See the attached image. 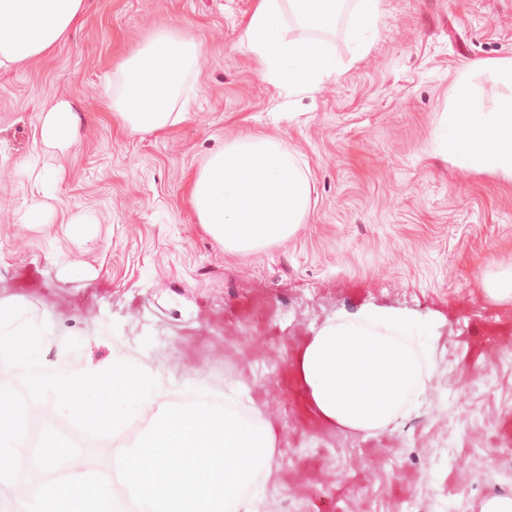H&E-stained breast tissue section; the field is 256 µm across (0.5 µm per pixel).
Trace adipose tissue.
<instances>
[{
    "label": "adipose tissue",
    "instance_id": "adipose-tissue-1",
    "mask_svg": "<svg viewBox=\"0 0 512 512\" xmlns=\"http://www.w3.org/2000/svg\"><path fill=\"white\" fill-rule=\"evenodd\" d=\"M82 11L83 0H0V69L51 53ZM338 11L336 0H257L241 43L270 83L316 88L342 71L328 41ZM381 16L380 0H356L347 28L354 57L370 47ZM200 56L195 40L172 30L156 33L116 68L113 111L137 132L185 119L172 105ZM469 75L460 72L431 151L512 182V97L498 111H481ZM444 324L431 312L376 302L328 317L294 359L297 381L323 426L368 438L419 414L438 369Z\"/></svg>",
    "mask_w": 512,
    "mask_h": 512
}]
</instances>
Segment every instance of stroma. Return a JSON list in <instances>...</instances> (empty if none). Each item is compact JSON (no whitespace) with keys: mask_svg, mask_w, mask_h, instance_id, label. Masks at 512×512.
Here are the masks:
<instances>
[{"mask_svg":"<svg viewBox=\"0 0 512 512\" xmlns=\"http://www.w3.org/2000/svg\"><path fill=\"white\" fill-rule=\"evenodd\" d=\"M255 0H85L81 23L54 52L0 69V304L48 321L47 360L73 367L122 354L214 391L240 383L279 424L280 486L271 512H469L512 496V447L501 433L512 372L466 356L467 321L512 315L487 284L512 266V182L430 150L466 66L484 110L505 89L484 62L512 58V0H382L370 51L352 61L344 29L330 36L343 69L314 90L263 79L240 44ZM196 40L202 57L184 90L185 121L135 133L109 105L117 65L152 33ZM67 102L77 139L47 150V110ZM279 134L301 155L309 211L291 238L225 252L191 206L193 184L227 139ZM58 168L53 196L27 173ZM41 204L45 221L27 224ZM87 220L80 237L66 223ZM368 301L441 314L445 347L420 415L370 445L340 448L338 431L286 424L274 373L292 336ZM491 427L462 454L449 427ZM456 484L448 494V484Z\"/></svg>","mask_w":512,"mask_h":512,"instance_id":"obj_1","label":"stroma"}]
</instances>
